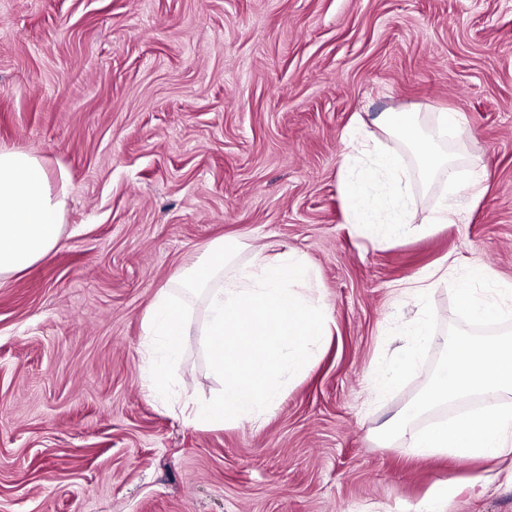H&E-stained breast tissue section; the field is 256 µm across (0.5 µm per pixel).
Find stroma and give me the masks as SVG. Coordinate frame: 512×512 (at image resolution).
Masks as SVG:
<instances>
[{"instance_id": "1", "label": "stroma", "mask_w": 512, "mask_h": 512, "mask_svg": "<svg viewBox=\"0 0 512 512\" xmlns=\"http://www.w3.org/2000/svg\"><path fill=\"white\" fill-rule=\"evenodd\" d=\"M455 170L487 171L458 191L459 220L381 242L348 223L341 161L361 118L368 138L410 151L376 122L419 113ZM70 176L63 239L0 279V512H406L436 487L446 512H512V484L481 496L482 460L422 457L410 435L460 410L377 434L426 385L456 320L450 283L486 268L512 284V0H0V149ZM250 263L305 257L306 297L331 334L256 425L188 424L183 401L221 389L205 361L204 301L147 397L143 316L157 290L210 241ZM453 268L423 302L396 285ZM435 337L416 370L378 390L374 370L421 312Z\"/></svg>"}]
</instances>
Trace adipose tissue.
I'll list each match as a JSON object with an SVG mask.
<instances>
[{"instance_id": "1", "label": "adipose tissue", "mask_w": 512, "mask_h": 512, "mask_svg": "<svg viewBox=\"0 0 512 512\" xmlns=\"http://www.w3.org/2000/svg\"><path fill=\"white\" fill-rule=\"evenodd\" d=\"M67 186L52 190L41 160L0 150V279L19 273L54 251L62 237ZM148 338L143 356L146 391L156 398L168 389L167 364L175 360L189 333L187 313L169 288L158 290L143 318ZM409 341L380 376L383 388L396 384L400 372L414 367L433 337L425 320L412 322Z\"/></svg>"}]
</instances>
